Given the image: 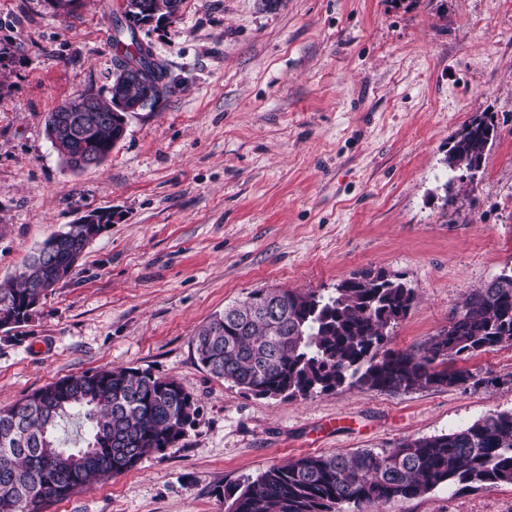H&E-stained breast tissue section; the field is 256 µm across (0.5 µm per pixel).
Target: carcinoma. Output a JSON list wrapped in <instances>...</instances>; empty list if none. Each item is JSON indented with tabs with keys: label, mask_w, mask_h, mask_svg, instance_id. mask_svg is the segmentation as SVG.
<instances>
[{
	"label": "carcinoma",
	"mask_w": 512,
	"mask_h": 512,
	"mask_svg": "<svg viewBox=\"0 0 512 512\" xmlns=\"http://www.w3.org/2000/svg\"><path fill=\"white\" fill-rule=\"evenodd\" d=\"M148 11L128 19L129 41L141 53L146 85L158 101L168 72L142 55L134 26L148 13L161 21L182 0H139ZM118 126L103 124L74 143L109 156ZM491 115L471 118L454 136L448 168L473 183L495 137ZM58 249L36 250L21 270L0 281V325L27 322L41 305L39 285L73 270L70 255L89 244L80 224H67ZM507 287L487 282L468 294L448 328L418 354L386 348L389 330L413 307L416 294L383 271L358 272L327 295L260 288L224 307L193 336L199 363L254 396L306 399L344 386L410 391L464 383L474 375L448 368L487 347L512 345V269ZM197 407L172 378L139 368H101L61 378L0 409V512H42L77 488L135 468L179 443ZM81 415L90 424L84 448H62L54 431ZM512 484V410L488 413L457 430L412 439L381 452L299 455L224 488L225 512H344V506L417 498L441 484L459 489Z\"/></svg>",
	"instance_id": "1"
}]
</instances>
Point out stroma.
I'll return each instance as SVG.
<instances>
[{"label":"stroma","instance_id":"35a3bbf8","mask_svg":"<svg viewBox=\"0 0 512 512\" xmlns=\"http://www.w3.org/2000/svg\"><path fill=\"white\" fill-rule=\"evenodd\" d=\"M121 0H0V280L81 214L111 221L28 322L0 331V408L69 375L175 379L198 414L175 448L43 512H224V487L303 454L353 453L512 410V345L457 361L474 381L258 398L197 362L192 337L258 288L330 293L382 270L417 294L389 349L421 352L512 266V0H183L140 29L169 68L98 167L68 169L48 114L106 90ZM497 137L447 204L453 135ZM354 512H512V484L438 486Z\"/></svg>","mask_w":512,"mask_h":512}]
</instances>
